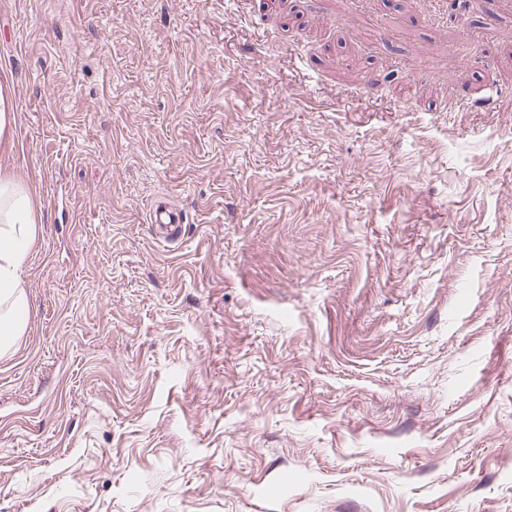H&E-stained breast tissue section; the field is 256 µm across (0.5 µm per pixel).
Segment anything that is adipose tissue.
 I'll use <instances>...</instances> for the list:
<instances>
[{
    "instance_id": "adipose-tissue-1",
    "label": "adipose tissue",
    "mask_w": 512,
    "mask_h": 512,
    "mask_svg": "<svg viewBox=\"0 0 512 512\" xmlns=\"http://www.w3.org/2000/svg\"><path fill=\"white\" fill-rule=\"evenodd\" d=\"M36 224L31 186L16 175H0V354L10 351L27 327L23 273Z\"/></svg>"
}]
</instances>
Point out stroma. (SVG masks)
<instances>
[{"label":"stroma","mask_w":512,"mask_h":512,"mask_svg":"<svg viewBox=\"0 0 512 512\" xmlns=\"http://www.w3.org/2000/svg\"><path fill=\"white\" fill-rule=\"evenodd\" d=\"M435 6L0 0V512H512V0ZM17 104L7 83L0 84V143L13 146ZM36 224L31 186L14 174L0 175V354L10 351L27 327L23 273ZM184 219L181 211L175 207L161 201L155 202L149 209L147 216V224H164L170 232L181 233L184 224Z\"/></svg>","instance_id":"35a3bbf8"}]
</instances>
